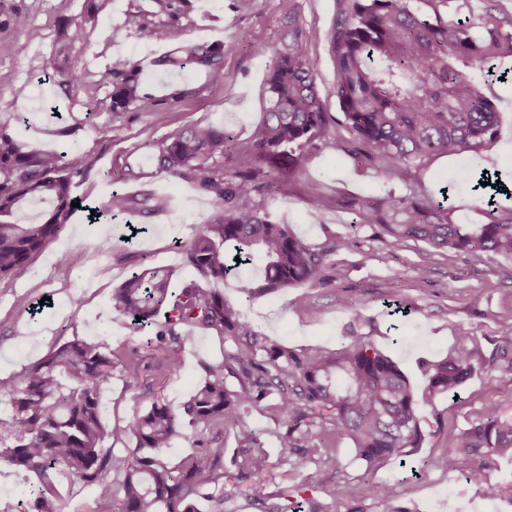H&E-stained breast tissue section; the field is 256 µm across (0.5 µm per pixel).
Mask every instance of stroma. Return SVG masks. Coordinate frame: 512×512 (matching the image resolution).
<instances>
[{
	"label": "stroma",
	"mask_w": 512,
	"mask_h": 512,
	"mask_svg": "<svg viewBox=\"0 0 512 512\" xmlns=\"http://www.w3.org/2000/svg\"><path fill=\"white\" fill-rule=\"evenodd\" d=\"M84 0H0V71L12 72L0 84V126L28 148L64 152L80 149L92 159L84 176L74 178L73 196L82 210L69 219L63 237L29 260L17 273L0 279V377H15L41 359L53 342L75 338L103 341L114 360L136 353L144 388L127 390L121 372L102 388L100 399L109 431L104 441L118 455L129 456L134 442L116 437L135 413L161 395L173 407L185 402L202 378V367L221 361L224 343L213 333L194 329L184 339V368L165 377L156 365L162 353L152 331L134 330L129 319L110 305L117 287L136 266L172 271L173 287L197 273L180 248L210 215L206 195L160 173L155 154L170 134L195 124L224 127L239 141H249L267 106V57L261 46H280L288 32L305 31L303 47L314 62V79L329 112H336L333 94L335 63L328 32L336 14L335 0H188L162 12L156 0H110L100 25L77 42L70 63L84 72V86L65 92L48 82L56 52L60 21L79 16ZM151 21L158 35L150 42L137 36L142 21ZM40 31L29 40V29ZM180 41L221 49L216 71L191 63H166ZM124 57L139 73V90L153 98L155 109L121 113L91 108L112 88L102 79L106 65ZM500 112L498 139L479 151L432 158L419 179L390 181L379 171L358 166L344 123H337L327 142L288 174L287 196L267 200L272 219L287 225L306 242L321 246L335 240L321 280L263 291L259 265L247 266L243 277L256 287L245 297L238 279L227 278L220 289L227 303L241 311L256 330L296 349L336 351L349 336L366 337L395 360L416 390L428 378L425 364L447 355L459 337L471 339L476 370L453 399H437L422 407L427 437L407 459L390 458L374 473H365L352 442L334 439L336 458L330 475L345 483L348 493L335 500L326 491L315 494L326 512H476L483 500L468 472L485 466L496 480H512V461L466 447L470 430L487 408L512 415V355L497 350L502 334L512 331V257H481L438 251L410 240L386 248L380 225L362 223L357 209L332 205L316 209L315 195L347 192L373 200L388 194H434L449 187L452 218L459 224L483 221L484 202L472 192L465 174L498 173L512 184V78L484 86ZM137 200L135 210L97 223L87 207L103 205L113 192ZM82 252L83 261L71 279L57 278L59 252ZM428 267L420 276V267ZM452 455L450 470L424 467L426 458ZM37 476L0 459V512H22Z\"/></svg>",
	"instance_id": "stroma-1"
}]
</instances>
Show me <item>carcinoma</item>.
Segmentation results:
<instances>
[{
  "mask_svg": "<svg viewBox=\"0 0 512 512\" xmlns=\"http://www.w3.org/2000/svg\"><path fill=\"white\" fill-rule=\"evenodd\" d=\"M456 0H336V16L328 33L335 63L334 93L350 132L359 165L379 169L391 180L404 181L425 170L436 155L476 151L497 138L499 112L476 80L512 59V18H451ZM100 5L87 0L84 13L57 28L54 58L56 83L74 91L82 73L68 63L67 53L87 30L99 23ZM481 27L479 35L472 28ZM304 32L295 27L280 48L261 47L269 57V106L250 142L238 144L232 133L197 124L169 135L155 161L160 172L193 184L207 195L210 216L185 245L187 262L199 276L218 283L249 263L264 261L263 290L315 281L326 257L336 249L328 241L316 248L293 235L288 225L271 220L263 201L288 194L282 168L296 166L332 134L336 118L328 112L313 79V61L302 47ZM218 51L182 45L166 60L173 67L192 61L215 65ZM123 75L112 83V75ZM112 85L109 111L133 106L153 111V100L139 92L137 74L127 60L107 67ZM90 157L80 150L66 153L25 150L0 127V278L24 266L66 231L72 211L71 187L87 173ZM447 192L442 200L410 194L366 202L349 200L366 224L383 225L390 249L408 240L433 248L479 256H512V206L489 199L482 224L451 220ZM31 202L46 205L39 218L23 223L18 211ZM135 204L115 193L103 212H122ZM240 261H235V258ZM82 254L65 251L57 276L70 280ZM172 273L161 267L132 272L112 290V309L133 325L157 327L164 349L158 366L170 377L184 365L182 331L203 328L224 338V360L205 366L203 381L179 411L161 396L130 418L120 434L135 440L139 454L131 458L103 448L106 435L100 389L112 382L115 362L110 347L75 338L53 343L46 355L17 377L0 378V396L10 414L0 419V457L11 466L39 476L27 512H64L54 476L64 470L95 491L93 512H112V499L122 494L121 512H231L227 504L244 485L288 465L303 469L291 487L250 496L259 512H323L303 494L328 489L334 499L345 485L327 474L336 449L326 443L334 430L348 437L356 457L370 474L385 459L419 448L426 434L419 405L455 396L476 367L462 336L448 354L427 366L428 385L416 392L399 365L361 336H348L333 353L295 350L260 335L224 295L199 282L170 288ZM126 387L140 388L142 375L135 356L122 365ZM70 385H64L60 375ZM237 387L227 386V378ZM259 409L274 421L271 436L277 460L271 461L262 433L247 422ZM237 447L224 452V433ZM193 441L195 450L172 466L164 450L175 440ZM466 448L512 458V416L488 408L472 428ZM469 479L481 485L489 500L512 498V485L491 479L480 466Z\"/></svg>",
  "mask_w": 512,
  "mask_h": 512,
  "instance_id": "obj_1",
  "label": "carcinoma"
}]
</instances>
